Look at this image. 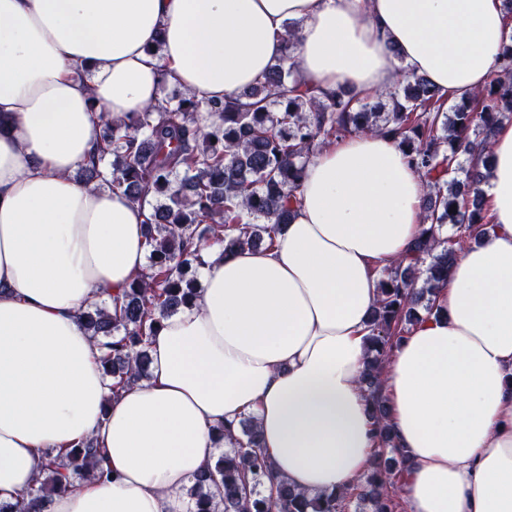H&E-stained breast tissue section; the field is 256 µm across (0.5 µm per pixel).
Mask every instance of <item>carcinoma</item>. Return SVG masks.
Here are the masks:
<instances>
[{
    "mask_svg": "<svg viewBox=\"0 0 512 512\" xmlns=\"http://www.w3.org/2000/svg\"><path fill=\"white\" fill-rule=\"evenodd\" d=\"M501 74L489 86L445 112V100L425 78L403 70L377 101H358L345 87L318 96L300 84L291 67L276 60L263 79L239 99L204 100L182 91L142 112L104 126L98 154L80 169L83 182L120 189L149 206V267L113 306L101 302L81 314L85 330L100 341V363L112 396L149 378L148 340L161 321L190 304L199 289L206 249H259L274 243L288 223L307 163L332 139L377 133L399 140L407 162L427 182L423 229L413 254L379 273V299L368 323L370 355L361 385L371 404L377 451L353 486L309 497L271 476L255 418L216 429L232 437L213 469L193 478L187 495L195 512H348L352 501L371 512H397L394 493L403 473L388 424L387 400L379 394L389 353L435 308L434 294L463 243L486 226L477 187L483 174L471 151L489 149L496 127L512 112V45L501 54ZM457 211L450 212V209ZM103 451L89 439L65 456H49L43 476L13 509L45 512L46 503L94 473L108 476Z\"/></svg>",
    "mask_w": 512,
    "mask_h": 512,
    "instance_id": "1",
    "label": "carcinoma"
}]
</instances>
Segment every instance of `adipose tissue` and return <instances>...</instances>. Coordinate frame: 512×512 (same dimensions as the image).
<instances>
[{"instance_id": "obj_1", "label": "adipose tissue", "mask_w": 512, "mask_h": 512, "mask_svg": "<svg viewBox=\"0 0 512 512\" xmlns=\"http://www.w3.org/2000/svg\"><path fill=\"white\" fill-rule=\"evenodd\" d=\"M289 21L301 81L361 98L402 65L460 99L512 40L503 0H0V502L93 438L111 479L47 512H192L184 488L214 466V430L247 414L274 478L308 496L367 470L358 379L378 273L424 227L426 183L389 137L318 152L274 247L206 251L198 299L150 340L149 380L111 396L79 320L148 253L147 209L72 177L97 150L92 105L121 119L165 82L238 97L284 54ZM474 161L490 223L382 376L408 512H512V125Z\"/></svg>"}]
</instances>
